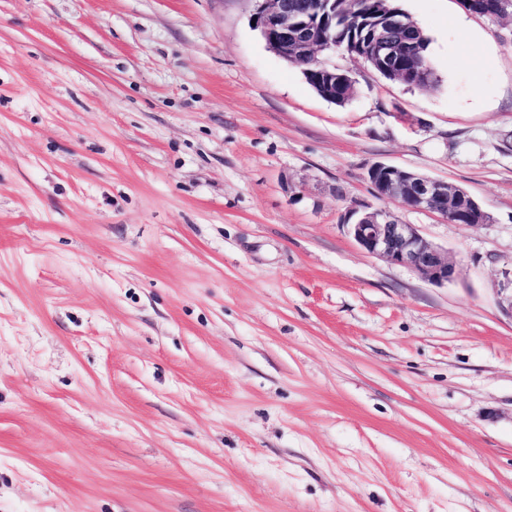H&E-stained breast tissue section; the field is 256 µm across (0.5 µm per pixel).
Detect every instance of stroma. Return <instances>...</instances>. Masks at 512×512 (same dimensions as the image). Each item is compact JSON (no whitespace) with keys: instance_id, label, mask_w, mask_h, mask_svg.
Here are the masks:
<instances>
[{"instance_id":"35a3bbf8","label":"stroma","mask_w":512,"mask_h":512,"mask_svg":"<svg viewBox=\"0 0 512 512\" xmlns=\"http://www.w3.org/2000/svg\"><path fill=\"white\" fill-rule=\"evenodd\" d=\"M400 5L436 84L327 51L340 106L253 0H0V512H512V19ZM355 204L454 279L359 249ZM299 66L302 68V71H304L303 69L314 66V64L308 65L306 60L302 59V62ZM336 70L337 69L333 67V70L324 68L321 72L312 70H305L304 72L309 77H312L313 81L318 85H323L324 80H326L325 86L331 89V93L335 95L336 101L325 96L322 97L323 99L337 105H343L348 101V97H343L339 89L336 87ZM367 180L377 197L398 201L403 207L426 211L460 224L457 218L468 215L474 224L485 222L486 212L464 189L416 172L376 162L367 171ZM342 225L366 253L405 267L432 284L448 283L455 276V266L439 247L424 238L415 225L401 224L386 210L351 206Z\"/></svg>"}]
</instances>
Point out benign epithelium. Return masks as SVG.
I'll list each match as a JSON object with an SVG mask.
<instances>
[{
	"mask_svg": "<svg viewBox=\"0 0 512 512\" xmlns=\"http://www.w3.org/2000/svg\"><path fill=\"white\" fill-rule=\"evenodd\" d=\"M254 21L270 49L296 64L298 48L315 55L336 48V34L304 20L302 12L290 0H255ZM410 51L389 41L386 27H372L361 43L360 56L382 75L407 80L413 86L431 81L427 68L409 69L405 58ZM318 85L336 93V83L352 82L350 76L327 68L306 71ZM367 180L376 196L398 201L402 206L426 211L455 223L465 214L472 223L485 222L486 212L464 189L420 175L416 172L376 162L367 171ZM349 235L366 253L405 267L424 280L442 285L455 276V266L437 246L424 238L413 224H402L395 216L367 205L349 207L343 216Z\"/></svg>",
	"mask_w": 512,
	"mask_h": 512,
	"instance_id": "7a95c632",
	"label": "benign epithelium"
}]
</instances>
